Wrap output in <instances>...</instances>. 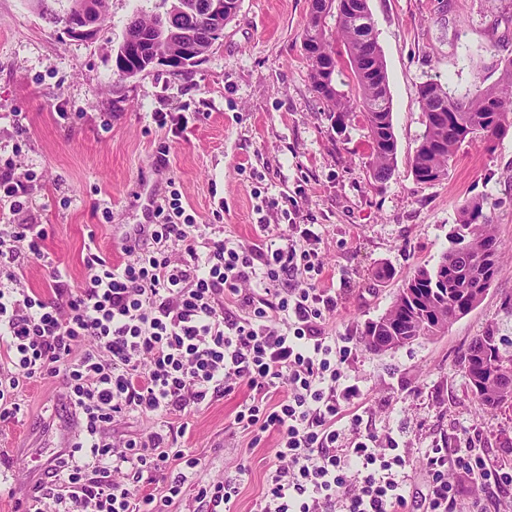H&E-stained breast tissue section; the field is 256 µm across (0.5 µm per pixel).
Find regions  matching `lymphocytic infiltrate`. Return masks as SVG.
I'll return each instance as SVG.
<instances>
[{
  "instance_id": "obj_1",
  "label": "lymphocytic infiltrate",
  "mask_w": 512,
  "mask_h": 512,
  "mask_svg": "<svg viewBox=\"0 0 512 512\" xmlns=\"http://www.w3.org/2000/svg\"><path fill=\"white\" fill-rule=\"evenodd\" d=\"M34 180L0 161L10 213L0 224V418L20 413L26 381L59 378L78 435L25 512H168L199 465L173 438L172 416L241 383L252 398L237 428L278 436L252 512H407L413 451L363 425L364 394L343 374L352 349L323 330L336 298L319 285L316 230L281 240L268 230L247 246L198 223L173 192L149 246L117 267L87 253L77 291L51 269L46 300L22 271L25 259H47L44 229L23 219ZM170 243L178 258L166 254ZM236 297L251 317L230 315L225 301ZM127 413L156 420L149 441L107 439ZM423 461L424 512H512L501 497L512 474L488 471L475 437L427 449ZM147 475L161 478L162 494H140Z\"/></svg>"
}]
</instances>
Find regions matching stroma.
I'll list each match as a JSON object with an SVG mask.
<instances>
[{"label":"stroma","instance_id":"35a3bbf8","mask_svg":"<svg viewBox=\"0 0 512 512\" xmlns=\"http://www.w3.org/2000/svg\"><path fill=\"white\" fill-rule=\"evenodd\" d=\"M68 0H0V155L17 156L38 180L28 212L47 232L45 251L64 268L66 287H84L86 246L107 262L125 261L123 234L142 219L138 185L177 189L200 223L225 236L259 239L256 192L298 200L302 221L318 225L322 287L336 295L325 329L352 337L344 371L358 381L374 431L407 448H452L477 434L486 463L512 473V408L478 411L467 395L461 356L487 328L512 340V129L465 146L447 178L419 185L410 161L425 125L417 99L435 81L462 95L496 82L512 58V0H368L388 72L397 140L394 170L375 182L365 165L360 121L336 131L312 90L302 51L309 0H240L224 36L205 60L181 73L158 66L120 77L115 56L135 11L165 13L168 0H106V20L89 39L67 37L50 22ZM192 112L179 134L160 129L156 112ZM480 198L503 243L499 273L480 304L438 336L385 352L360 341L406 278L437 265L452 246L459 208ZM60 379H33L20 413L0 419V512L47 480L69 419ZM251 395L241 384L188 410L180 445L199 465L170 512H198L199 485L223 483L245 464L232 512H250L265 489L275 433L252 442L234 423Z\"/></svg>","mask_w":512,"mask_h":512}]
</instances>
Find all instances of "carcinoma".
Instances as JSON below:
<instances>
[{
  "label": "carcinoma",
  "instance_id": "obj_1",
  "mask_svg": "<svg viewBox=\"0 0 512 512\" xmlns=\"http://www.w3.org/2000/svg\"><path fill=\"white\" fill-rule=\"evenodd\" d=\"M97 6L98 23L105 20V0H69L67 16L78 17L87 4ZM346 12L336 0H310L303 30V49L317 98L336 114L335 124L360 118L370 143L368 171L377 182L387 180L397 153L392 99L386 65L378 45L368 0H355ZM212 0H171L163 15L137 12L126 26L115 63L122 77H135L156 66L155 53L181 73L202 62L224 36V25L237 13L240 0H224V19L213 20ZM498 81L476 85L456 96L437 82L418 90L425 131L412 159L414 180L433 184L448 176L462 146L499 136L512 124V59L499 62ZM455 245L443 253L437 267H448V285H435L431 269L419 267L408 276L390 309L368 322L361 335L371 349L381 336L407 330L413 342L436 336L468 314L491 286L499 267L502 243L482 204L472 200L460 207ZM504 339L487 329L472 340L462 356L472 401L482 412L512 406V352L500 349Z\"/></svg>",
  "mask_w": 512,
  "mask_h": 512
}]
</instances>
